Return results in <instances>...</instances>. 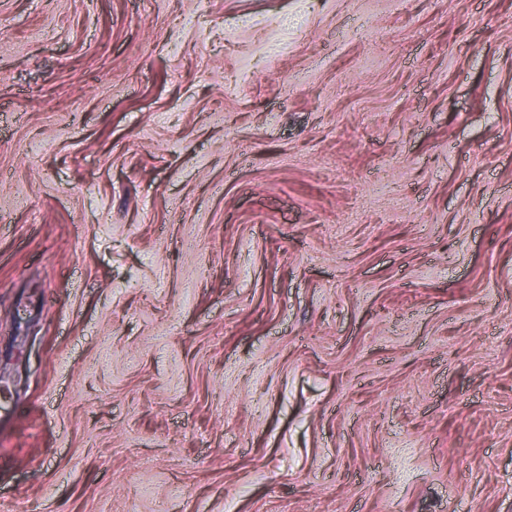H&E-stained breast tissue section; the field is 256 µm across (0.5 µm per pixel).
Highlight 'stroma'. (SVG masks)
<instances>
[{
  "mask_svg": "<svg viewBox=\"0 0 512 512\" xmlns=\"http://www.w3.org/2000/svg\"><path fill=\"white\" fill-rule=\"evenodd\" d=\"M0 512H512V0H0Z\"/></svg>",
  "mask_w": 512,
  "mask_h": 512,
  "instance_id": "obj_1",
  "label": "stroma"
}]
</instances>
